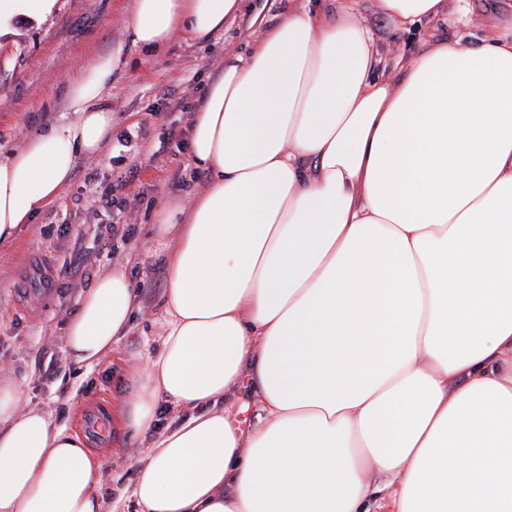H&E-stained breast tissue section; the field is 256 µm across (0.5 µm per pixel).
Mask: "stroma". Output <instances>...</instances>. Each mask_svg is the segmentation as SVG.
I'll return each instance as SVG.
<instances>
[{
  "mask_svg": "<svg viewBox=\"0 0 512 512\" xmlns=\"http://www.w3.org/2000/svg\"><path fill=\"white\" fill-rule=\"evenodd\" d=\"M133 0H58L54 15L41 22L17 23L16 32L0 38V159L26 136L65 117L67 82L81 59L122 47L121 68L112 75L107 103L115 129L112 155L78 157L73 181L60 202L23 225L14 244L0 248V381L20 385L27 405L51 411L59 420L83 425L87 415L107 414L129 387V377L158 352L165 334L163 299L167 292V257L173 235L157 232L154 213L160 202L175 206L207 187L186 148L187 129L172 124L166 90L196 102L207 81L224 73V58L244 52L258 34L249 25L253 13L282 14L300 0H246L248 12L225 23L208 40L179 37L160 54L134 45L123 19ZM330 10L353 6L356 19L374 34L385 60L386 76L394 63L415 53L422 39L452 33L439 18L412 29L397 26L379 0H310ZM470 22L462 32L477 44L490 31L512 28V0H469ZM180 143L176 154H156L158 141ZM180 172L183 186L172 188ZM132 175L136 201L121 221L134 225V240L116 253L98 247L99 225L112 221L104 197L118 176ZM82 239L91 278L113 265H124L138 291L139 310L118 343L112 360L93 371L78 369L67 357L65 328L76 310L81 290L71 277L69 245ZM90 447L106 459L100 488L106 512H133V504L117 502L115 488L133 480L146 443L120 431L111 440L90 437Z\"/></svg>",
  "mask_w": 512,
  "mask_h": 512,
  "instance_id": "35a3bbf8",
  "label": "stroma"
}]
</instances>
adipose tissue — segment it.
<instances>
[{"instance_id":"adipose-tissue-1","label":"adipose tissue","mask_w":512,"mask_h":512,"mask_svg":"<svg viewBox=\"0 0 512 512\" xmlns=\"http://www.w3.org/2000/svg\"><path fill=\"white\" fill-rule=\"evenodd\" d=\"M402 27L446 0H380ZM241 0H134L158 53ZM122 48L79 65L68 119L0 160V247L111 150ZM351 10L300 6L224 61L195 105L205 191L162 207L166 333L115 419L148 438L138 512H512V34L425 43L378 73ZM137 309L123 265L69 318L93 370ZM249 431L227 405L242 386ZM167 407L177 418L160 426ZM86 436L0 386V512H103Z\"/></svg>"}]
</instances>
